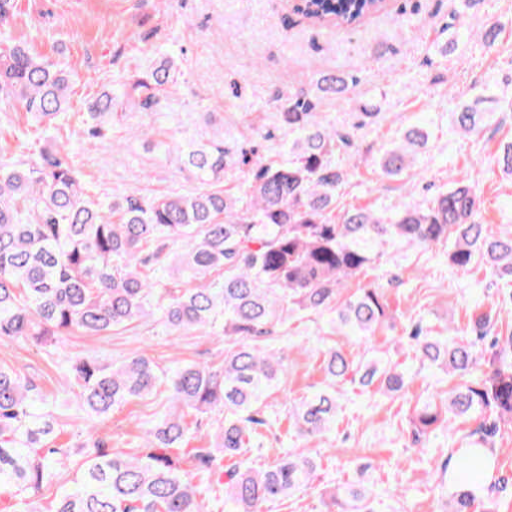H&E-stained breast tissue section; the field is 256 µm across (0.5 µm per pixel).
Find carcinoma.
Returning <instances> with one entry per match:
<instances>
[{"label": "carcinoma", "instance_id": "carcinoma-1", "mask_svg": "<svg viewBox=\"0 0 512 512\" xmlns=\"http://www.w3.org/2000/svg\"><path fill=\"white\" fill-rule=\"evenodd\" d=\"M376 0H305L296 14L320 25L349 26L377 12ZM180 75L164 54L137 78L102 91L89 105L84 142L103 136L124 100L159 110ZM69 73L45 56L7 39L0 41V104L20 106L46 128L68 108ZM324 96L349 92L348 80L326 73L317 81ZM304 91L288 96L280 118L292 139L288 156L265 162L226 141L190 143L179 162L199 186L185 193L118 196L105 203L88 187L62 145L42 146L24 157L0 159V338L50 346L73 332L104 336L159 315L176 333L213 326L234 346L219 365L186 364L171 373L134 354L119 364L96 357L76 360L70 382L92 418H103L168 383L169 411L144 428L142 453L114 451L100 441L73 450L54 445L56 420L41 410L36 384L0 367V490L17 499L16 512H202L201 488L184 469L212 472L209 448L184 450L199 415L218 418L215 448L233 464L224 469L228 512H265L268 504L309 487L316 457L292 448L273 467L257 471L246 457L267 416L263 396L286 372L284 357L267 340L294 314L336 313V327L372 336L388 323L384 291L372 284L348 297L349 279L376 266L388 247H449L458 269L482 262L512 277V233L492 238L476 221L475 180L451 178L449 187L422 205L404 202L380 211L350 208L335 215L349 176L345 160L358 151L363 124L338 127L316 112ZM482 113L468 106L454 113L456 128L478 133ZM429 138L405 130L379 159L388 177H412L418 152ZM249 167L236 193L224 189L228 168ZM183 251L172 255L176 243ZM164 269L183 281L224 272L221 282L159 292L151 273ZM420 368H439L459 378L448 398L414 410L412 440L420 444L448 421V414L482 418L466 454L493 447L503 420L512 421V333L495 337L485 354L474 341L449 335L435 340L415 333ZM327 385L289 404V429L317 437L336 422V380L359 376L365 387L396 394L407 385L402 365L362 361L332 349L323 360ZM81 456L73 485L43 508L34 494L50 488L73 454ZM505 476L481 483L472 477L440 483L439 512H471L484 495L508 496ZM327 512H374L371 491L343 485L328 494Z\"/></svg>", "mask_w": 512, "mask_h": 512}]
</instances>
